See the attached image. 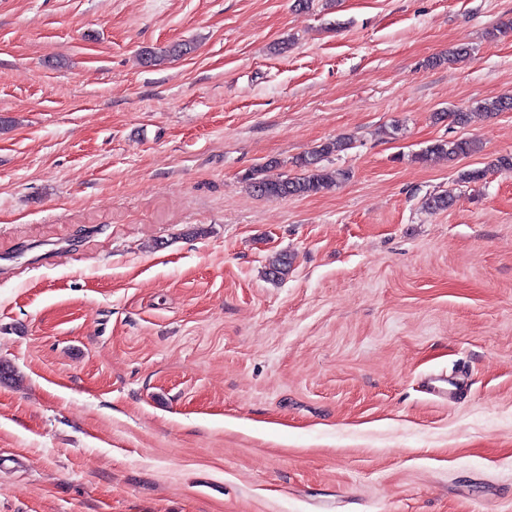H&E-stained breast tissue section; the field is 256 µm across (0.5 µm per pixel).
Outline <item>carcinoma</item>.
Wrapping results in <instances>:
<instances>
[{"label": "carcinoma", "mask_w": 512, "mask_h": 512, "mask_svg": "<svg viewBox=\"0 0 512 512\" xmlns=\"http://www.w3.org/2000/svg\"><path fill=\"white\" fill-rule=\"evenodd\" d=\"M188 53L184 44H175L164 50L154 51L145 49L141 51L142 65L154 67L168 58ZM477 108L489 115L501 112H512V95H503L494 98H485L477 102ZM349 146L346 139H335L321 143L312 151L296 159L298 167L303 170L299 177L281 180H269L260 176L256 170L246 176L252 190L260 196L267 198L303 197L320 193L338 184L345 178L346 172L342 170H328L320 165L323 158L342 152ZM479 151V144L471 138L459 137L452 140H436L425 148L419 159L425 160L432 155H445L450 158L467 157ZM292 259L286 254H279L269 260L267 275L271 280L280 281L288 276Z\"/></svg>", "instance_id": "cac0c4a2"}]
</instances>
